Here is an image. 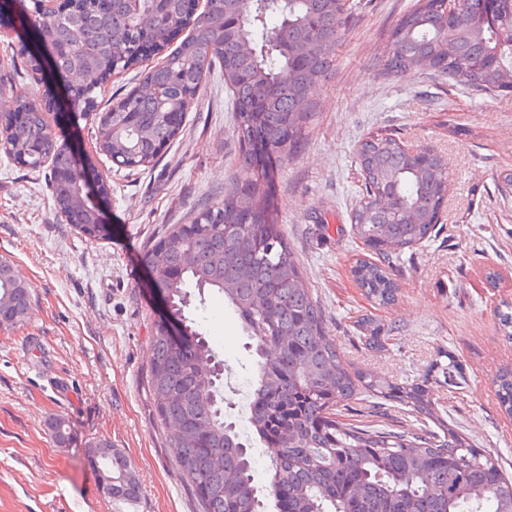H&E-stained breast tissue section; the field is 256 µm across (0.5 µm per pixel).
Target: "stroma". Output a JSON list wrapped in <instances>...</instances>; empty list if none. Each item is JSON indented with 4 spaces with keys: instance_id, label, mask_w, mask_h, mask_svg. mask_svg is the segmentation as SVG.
<instances>
[{
    "instance_id": "1",
    "label": "stroma",
    "mask_w": 512,
    "mask_h": 512,
    "mask_svg": "<svg viewBox=\"0 0 512 512\" xmlns=\"http://www.w3.org/2000/svg\"><path fill=\"white\" fill-rule=\"evenodd\" d=\"M414 2L349 0L351 17L332 70L310 90L314 118L271 193L343 360L402 384L421 380L440 353H451L464 383L453 393L432 384L434 409L512 475V415L494 384L512 369V342L497 317L512 302V189L503 183L512 173V93L485 96L457 79L377 71L397 19ZM32 48L27 36L0 27V67L19 65L13 89L0 93V116L23 93L41 107L64 98L57 81L37 80L24 67ZM143 77L140 64L112 77L92 115H46L56 140H80L103 178L108 231L100 239L62 221L50 164L33 170L0 155V257L30 284L34 301L26 322L0 330V512H199L148 387L160 302L143 258L166 228L223 202L239 175L240 144L230 93L214 72L152 168L113 165L95 149L94 115ZM376 132L442 155L451 179L432 237L401 253L392 275L397 297L384 306L353 277L368 250L350 232L364 184L356 145ZM490 271L500 273L498 286L488 284ZM363 316L388 330L385 349L360 341L356 320ZM201 325L232 375L224 412L245 429L247 399L239 384L252 374L249 339L215 292L207 295ZM59 420L69 433L63 444L54 431ZM99 439L135 470L137 502L101 492L89 457Z\"/></svg>"
}]
</instances>
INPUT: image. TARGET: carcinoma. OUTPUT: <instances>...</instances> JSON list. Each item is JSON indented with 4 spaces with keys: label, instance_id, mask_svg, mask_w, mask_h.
Returning a JSON list of instances; mask_svg holds the SVG:
<instances>
[{
    "label": "carcinoma",
    "instance_id": "cac0c4a2",
    "mask_svg": "<svg viewBox=\"0 0 512 512\" xmlns=\"http://www.w3.org/2000/svg\"><path fill=\"white\" fill-rule=\"evenodd\" d=\"M191 8L182 0H112L109 9L87 8L76 31L59 20L49 32L58 69L85 68L76 101L93 103L112 75L144 61L150 49L163 50L187 27ZM204 13L207 20L145 73V89L119 100L105 137L113 160L147 168L182 128L203 70L218 71L232 92L239 178L220 206L166 230L145 255L153 290L170 302L154 321L149 386L199 512H268L242 433L224 418L218 360L200 322L185 315L188 295L206 290L224 296L252 340L247 435L268 449L275 512H512V481L447 425L412 433L345 420L362 396L431 416L429 379L391 384L342 361L265 189L300 150L313 116L308 91L330 74L348 15L336 0H205ZM377 67L387 76L432 70L490 96L512 89V0H462L450 23L434 0H417ZM6 131L0 151L27 158L32 169L41 167V151L49 152L51 169L66 175L51 189L57 205L73 211L82 235L99 238L103 225L79 196L87 170L73 171L67 146L52 140L37 106L18 99ZM356 157L366 175L350 230L372 257L358 259L352 273L384 305L396 291L393 259L428 239L438 222L448 163L408 151L392 133L363 139ZM32 310L31 286L1 258L0 330L22 324ZM358 325L370 347H385L387 336L373 319ZM446 358L440 372L458 387V363ZM495 383L512 415V372ZM113 453L92 457L98 480L112 481V499L132 502L139 479L120 451Z\"/></svg>",
    "mask_w": 512,
    "mask_h": 512
}]
</instances>
